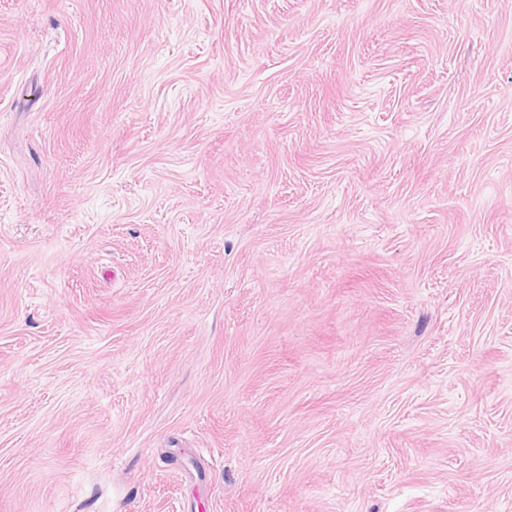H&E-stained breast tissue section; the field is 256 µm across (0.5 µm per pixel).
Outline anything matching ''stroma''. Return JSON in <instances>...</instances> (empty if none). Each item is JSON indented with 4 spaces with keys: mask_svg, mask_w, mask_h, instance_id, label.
Segmentation results:
<instances>
[{
    "mask_svg": "<svg viewBox=\"0 0 512 512\" xmlns=\"http://www.w3.org/2000/svg\"><path fill=\"white\" fill-rule=\"evenodd\" d=\"M0 512H512V0H0Z\"/></svg>",
    "mask_w": 512,
    "mask_h": 512,
    "instance_id": "obj_1",
    "label": "stroma"
}]
</instances>
